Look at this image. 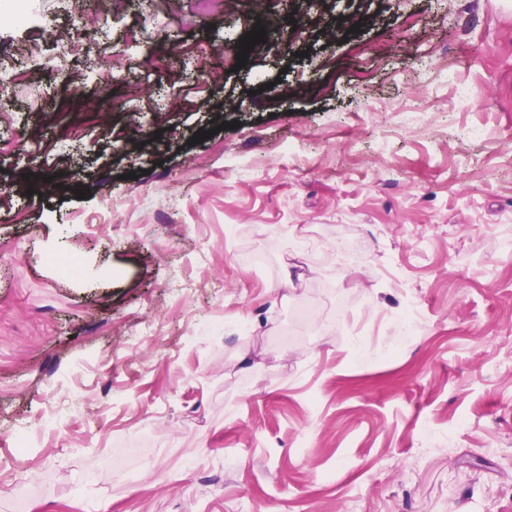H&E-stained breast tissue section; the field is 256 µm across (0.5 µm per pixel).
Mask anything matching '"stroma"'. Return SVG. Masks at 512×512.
I'll use <instances>...</instances> for the list:
<instances>
[{"mask_svg":"<svg viewBox=\"0 0 512 512\" xmlns=\"http://www.w3.org/2000/svg\"><path fill=\"white\" fill-rule=\"evenodd\" d=\"M1 71L0 512H512V0H0Z\"/></svg>","mask_w":512,"mask_h":512,"instance_id":"35a3bbf8","label":"stroma"}]
</instances>
